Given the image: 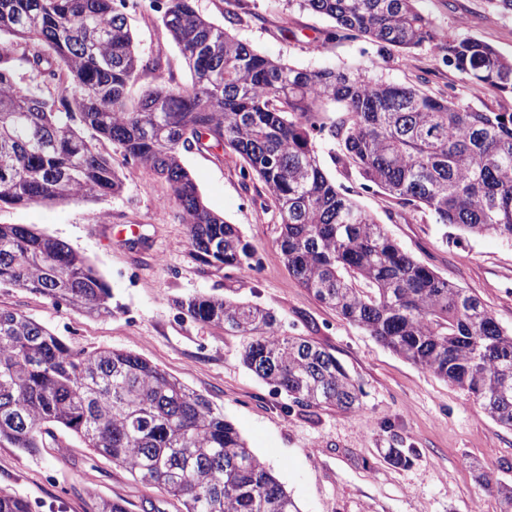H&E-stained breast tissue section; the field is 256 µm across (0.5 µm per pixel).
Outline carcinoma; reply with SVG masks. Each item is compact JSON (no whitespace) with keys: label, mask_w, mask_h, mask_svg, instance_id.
<instances>
[{"label":"carcinoma","mask_w":512,"mask_h":512,"mask_svg":"<svg viewBox=\"0 0 512 512\" xmlns=\"http://www.w3.org/2000/svg\"><path fill=\"white\" fill-rule=\"evenodd\" d=\"M415 0H301L354 32L406 54L440 35ZM123 0H0V205L106 199L125 176L98 142L165 180L200 262L250 264L254 247L212 211L182 164L185 151L229 150L243 179L259 178L280 226L290 273L342 319L456 386L512 429V330L481 300L402 249L384 225L324 173L316 141L367 185L425 207L438 224L512 241V113L480 112L418 89L346 70L273 60L201 16L195 0H151L191 73L182 87L128 85L162 68L134 49ZM442 60L476 88L512 94V59L468 37H450ZM41 84L24 85L17 64ZM339 105L326 124L321 113ZM92 131L86 137L82 129ZM0 285L88 315H110V288L66 242L25 224H0ZM193 320L242 339L244 365L301 406L362 409L363 389L326 348L283 330L270 310L224 296L178 301ZM62 429L125 468L185 512H299L265 464L211 400L131 352L77 350L17 311L0 308V442L37 454ZM414 450L388 448L393 467ZM478 480L512 512V484ZM90 512H129L90 494ZM0 512L30 505L0 489Z\"/></svg>","instance_id":"1"}]
</instances>
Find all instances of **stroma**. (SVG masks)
I'll use <instances>...</instances> for the list:
<instances>
[{
	"label": "stroma",
	"mask_w": 512,
	"mask_h": 512,
	"mask_svg": "<svg viewBox=\"0 0 512 512\" xmlns=\"http://www.w3.org/2000/svg\"><path fill=\"white\" fill-rule=\"evenodd\" d=\"M418 8L442 35L473 37L512 57V14L498 13L488 0H419ZM197 9L220 26L227 25L226 12L237 13L238 22L229 25L232 34L300 68L352 70L452 97L480 112H512L511 96L474 90L442 62L437 45L407 56L354 33L332 41L333 21L295 0H197ZM126 21L138 51L164 59L162 70L129 87L130 102L150 83H190L157 13L130 11ZM98 147L122 168L121 195L29 207L2 204L0 224L28 225L81 253L111 290V316L89 317L4 285L0 308L22 312L74 348L138 354L207 396L300 512H501L500 500L476 475L484 471L512 481V430L488 417L466 391L394 354L302 288L277 245L279 226L265 187L257 179L242 180L238 157L220 149L183 156L205 204L237 225L256 249L253 267L228 271L196 261L185 225L171 215L159 217V204L170 197L164 180L125 165L111 142ZM316 147L327 177L371 211L405 251L479 297L501 326L512 328V242L436 223L428 210L365 188L355 167L336 165L331 140L319 139ZM196 294L260 304L288 334L327 348L362 386L363 411L305 408L275 391L243 365L239 337L181 311L178 300ZM390 446L414 449L411 465H389L382 451ZM0 488L24 497L32 512H90L92 491L126 500L130 512L181 510L62 431L35 455L0 443Z\"/></svg>",
	"instance_id": "stroma-1"
}]
</instances>
